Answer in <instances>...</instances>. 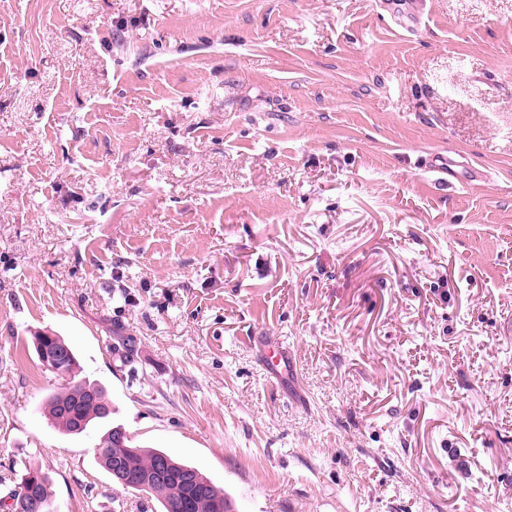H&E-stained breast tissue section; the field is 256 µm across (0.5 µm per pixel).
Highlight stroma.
<instances>
[{
	"label": "stroma",
	"instance_id": "1",
	"mask_svg": "<svg viewBox=\"0 0 512 512\" xmlns=\"http://www.w3.org/2000/svg\"><path fill=\"white\" fill-rule=\"evenodd\" d=\"M392 2L0 0V499L141 512L54 332L236 512H512V0ZM32 346L42 364L54 369V363L46 356L61 358L57 370H49L66 382L59 390L46 397L44 413L65 434H80L94 424L112 417V402L107 391L94 381L77 379L79 367L71 346L53 333L38 332L32 336ZM42 355L43 358H41ZM79 422V426L77 423ZM15 488L6 507L8 512H53V494L50 479L42 467L32 463H24L19 470H14Z\"/></svg>",
	"mask_w": 512,
	"mask_h": 512
}]
</instances>
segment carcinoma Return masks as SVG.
<instances>
[{"label":"carcinoma","instance_id":"cac0c4a2","mask_svg":"<svg viewBox=\"0 0 512 512\" xmlns=\"http://www.w3.org/2000/svg\"><path fill=\"white\" fill-rule=\"evenodd\" d=\"M32 346L39 357L60 358L53 374L65 384L49 393L44 401V413L49 420L66 434H80L111 419L112 402L107 391L93 381L78 378L77 358L62 337L38 332L32 336ZM94 455L109 474L119 466L133 479H143L146 487L131 488L129 492L158 502L162 512H232L224 489L206 474L163 450L133 445L121 425L112 426L103 434ZM14 475L9 512H53L50 479L41 466L25 463Z\"/></svg>","mask_w":512,"mask_h":512}]
</instances>
